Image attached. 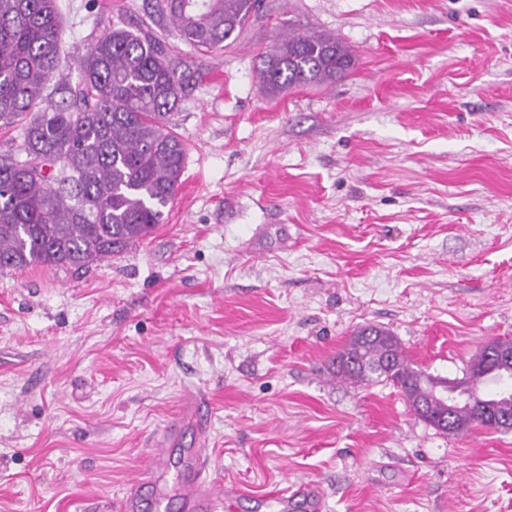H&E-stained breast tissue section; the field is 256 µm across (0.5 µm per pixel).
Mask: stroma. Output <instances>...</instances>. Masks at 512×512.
<instances>
[{
  "instance_id": "obj_1",
  "label": "stroma",
  "mask_w": 512,
  "mask_h": 512,
  "mask_svg": "<svg viewBox=\"0 0 512 512\" xmlns=\"http://www.w3.org/2000/svg\"><path fill=\"white\" fill-rule=\"evenodd\" d=\"M66 50L150 0H62ZM347 75L269 97L287 29ZM186 149L155 231L77 269L0 270V512H119L152 438L200 391L230 512H512V432L446 434L388 382L337 381L359 328L453 380L512 339V0H264L224 50L182 47Z\"/></svg>"
}]
</instances>
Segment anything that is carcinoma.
<instances>
[{"label": "carcinoma", "mask_w": 512, "mask_h": 512, "mask_svg": "<svg viewBox=\"0 0 512 512\" xmlns=\"http://www.w3.org/2000/svg\"><path fill=\"white\" fill-rule=\"evenodd\" d=\"M264 0H156L181 41L219 52L262 13ZM173 47L142 28L114 27L71 52L62 39L58 0H0V126L19 125V153L0 157V269L83 268L136 244L162 223L185 165L182 141L166 129L181 101L184 73ZM78 84L46 89L68 62ZM353 57L328 34L290 32L262 60L269 96L336 82ZM341 382H390L413 413L438 430L461 435L473 424L512 418V395L484 405L447 407L434 400L441 379L414 368L397 337L366 326L336 354ZM484 355L451 382L474 391L473 374L492 370Z\"/></svg>", "instance_id": "carcinoma-1"}]
</instances>
